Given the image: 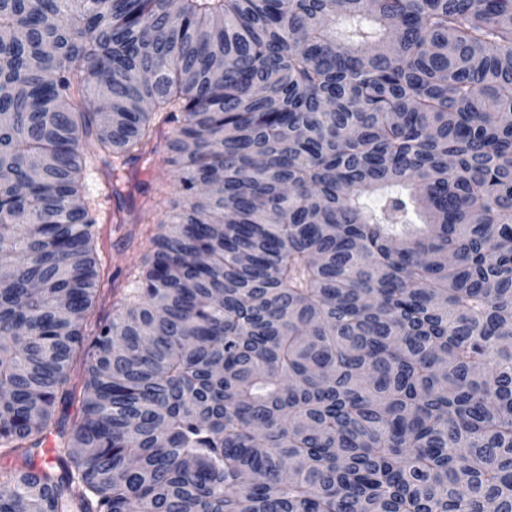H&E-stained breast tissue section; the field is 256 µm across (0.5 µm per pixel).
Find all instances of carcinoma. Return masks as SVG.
<instances>
[{"mask_svg":"<svg viewBox=\"0 0 512 512\" xmlns=\"http://www.w3.org/2000/svg\"><path fill=\"white\" fill-rule=\"evenodd\" d=\"M1 336L0 512H512V0H0ZM139 179L151 181L154 185L163 184L166 188V193L163 196L158 197V209H171L170 201L179 197L176 191L175 172L172 171L171 168H152L146 172H142ZM100 257L106 276L124 288L129 274L144 264L149 253V237L158 224H100Z\"/></svg>","mask_w":512,"mask_h":512,"instance_id":"carcinoma-1","label":"carcinoma"}]
</instances>
